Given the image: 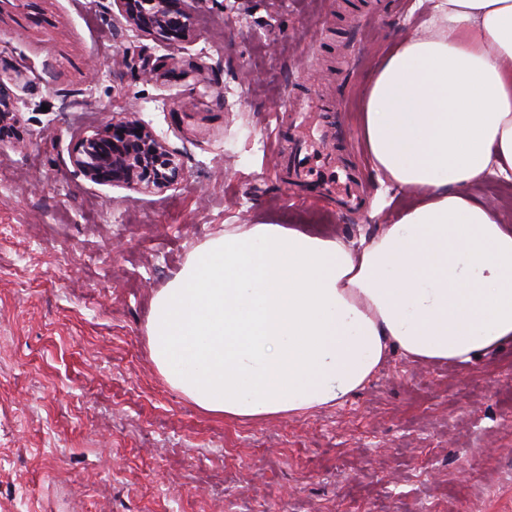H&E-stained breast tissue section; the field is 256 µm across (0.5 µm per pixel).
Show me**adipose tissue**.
<instances>
[{
  "instance_id": "1",
  "label": "adipose tissue",
  "mask_w": 512,
  "mask_h": 512,
  "mask_svg": "<svg viewBox=\"0 0 512 512\" xmlns=\"http://www.w3.org/2000/svg\"><path fill=\"white\" fill-rule=\"evenodd\" d=\"M366 93L363 136L413 202L362 237L244 224L153 298L150 357L203 412L235 422L342 404L392 350L474 356L512 340V226L466 191L512 183V0H430Z\"/></svg>"
}]
</instances>
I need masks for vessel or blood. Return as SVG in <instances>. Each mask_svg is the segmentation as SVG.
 Listing matches in <instances>:
<instances>
[{
    "mask_svg": "<svg viewBox=\"0 0 512 512\" xmlns=\"http://www.w3.org/2000/svg\"><path fill=\"white\" fill-rule=\"evenodd\" d=\"M288 120L294 128H302L307 118H315L316 146L303 157L291 160L290 169L298 179L323 178L336 187V194L344 208L360 211L366 205L367 189L359 166L344 162L334 156L336 122L332 111L310 97L286 98L283 105Z\"/></svg>",
    "mask_w": 512,
    "mask_h": 512,
    "instance_id": "b4317fda",
    "label": "vessel or blood"
}]
</instances>
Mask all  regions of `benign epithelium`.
Returning a JSON list of instances; mask_svg holds the SVG:
<instances>
[{
  "instance_id": "1",
  "label": "benign epithelium",
  "mask_w": 512,
  "mask_h": 512,
  "mask_svg": "<svg viewBox=\"0 0 512 512\" xmlns=\"http://www.w3.org/2000/svg\"><path fill=\"white\" fill-rule=\"evenodd\" d=\"M126 26L157 34L170 43L183 41L190 31L186 0H115ZM27 84L25 71L0 68V138L19 124L16 91ZM178 151L147 126L129 119L112 123L84 140L73 156L76 169L97 184L136 186L149 190L178 182L182 167Z\"/></svg>"
}]
</instances>
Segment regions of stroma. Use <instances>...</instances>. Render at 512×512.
I'll return each instance as SVG.
<instances>
[{"mask_svg":"<svg viewBox=\"0 0 512 512\" xmlns=\"http://www.w3.org/2000/svg\"><path fill=\"white\" fill-rule=\"evenodd\" d=\"M170 50L114 0H5L0 67L26 69L22 143L0 140V512H512V342L465 369L389 353L342 405L240 423L170 388L151 298L238 224L359 240L407 201L359 131L388 51L428 35L425 0H191ZM318 95L370 205L341 209L277 165L276 111ZM148 123L177 185L94 183L72 157L120 118Z\"/></svg>","mask_w":512,"mask_h":512,"instance_id":"stroma-1","label":"stroma"}]
</instances>
